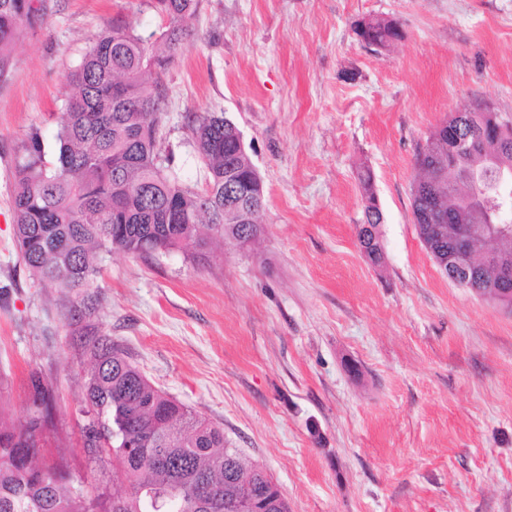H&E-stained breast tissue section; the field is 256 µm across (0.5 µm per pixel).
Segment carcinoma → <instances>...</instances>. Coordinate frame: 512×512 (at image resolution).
<instances>
[{
  "label": "carcinoma",
  "instance_id": "obj_1",
  "mask_svg": "<svg viewBox=\"0 0 512 512\" xmlns=\"http://www.w3.org/2000/svg\"><path fill=\"white\" fill-rule=\"evenodd\" d=\"M154 8L167 20L162 49H153L121 17L113 18L70 74L74 92L57 121L55 158L47 159L35 129L12 176L18 255L36 282L57 294L71 334L84 338L89 356L84 447L99 454L88 458L112 459L126 487L112 492L106 510L92 492L66 486L65 457L48 461L55 431L52 386L37 376L31 388L38 415L24 422L0 417V512H204L203 496L213 500L212 512H224V503L268 481L262 468L226 447L223 429L155 387L122 345L100 334L96 322L98 278L112 252L151 256L179 249L201 259L213 240L231 242L224 220L240 207L248 213L242 228L255 230V239L263 232L265 201L249 205L235 194L238 177H260L239 150L232 121L215 112L190 120L207 169L201 190L184 186L171 158L158 149L167 98L163 75L192 38L186 20L198 0H154ZM43 17L44 6L35 0H0L1 79L18 31ZM356 34L376 49L401 37L397 24L383 19L368 20ZM461 167L491 177L496 168L512 169V149L488 141L486 153L454 160L435 189L443 214L459 224H478L491 202L463 208L472 187L457 174ZM450 180L457 184L452 196L443 191ZM383 220L381 209L365 207L357 225L358 247L374 265L384 259L378 248Z\"/></svg>",
  "mask_w": 512,
  "mask_h": 512
}]
</instances>
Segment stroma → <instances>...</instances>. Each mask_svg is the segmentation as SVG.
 Returning <instances> with one entry per match:
<instances>
[{
	"instance_id": "stroma-1",
	"label": "stroma",
	"mask_w": 512,
	"mask_h": 512,
	"mask_svg": "<svg viewBox=\"0 0 512 512\" xmlns=\"http://www.w3.org/2000/svg\"><path fill=\"white\" fill-rule=\"evenodd\" d=\"M0 82V416L33 412L50 379L69 483L83 449L85 365L65 317L16 257L11 181L32 130L53 143L71 72L122 16L148 41L151 0H44ZM393 21L375 51L356 29ZM194 40L165 76L163 150L184 186L207 172L188 118L242 132L265 191L264 231L198 263L119 251L97 323L158 388L224 430L289 512H512V310L455 285L412 216L415 156L450 113L512 116V0H199ZM384 214L382 264L357 246L358 175Z\"/></svg>"
}]
</instances>
